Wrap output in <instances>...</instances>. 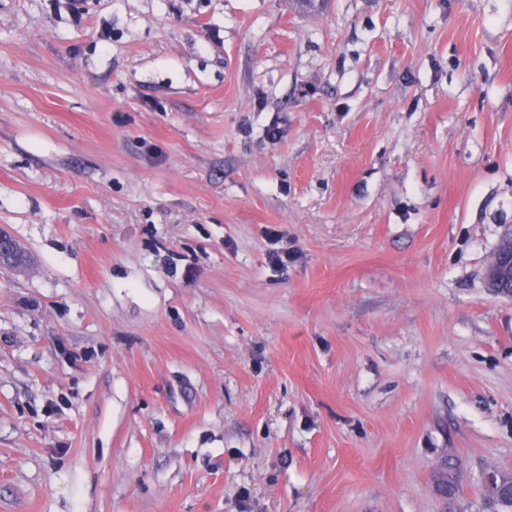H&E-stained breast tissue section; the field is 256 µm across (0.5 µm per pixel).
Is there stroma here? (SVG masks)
<instances>
[{"mask_svg":"<svg viewBox=\"0 0 512 512\" xmlns=\"http://www.w3.org/2000/svg\"><path fill=\"white\" fill-rule=\"evenodd\" d=\"M82 7L0 0V512H494L512 0ZM511 243L507 248L506 243ZM501 243L503 248L499 247L493 262L487 270V280L490 288H495L499 294L505 296L512 295V225H507L503 234ZM500 243V244H501Z\"/></svg>","mask_w":512,"mask_h":512,"instance_id":"1","label":"stroma"}]
</instances>
